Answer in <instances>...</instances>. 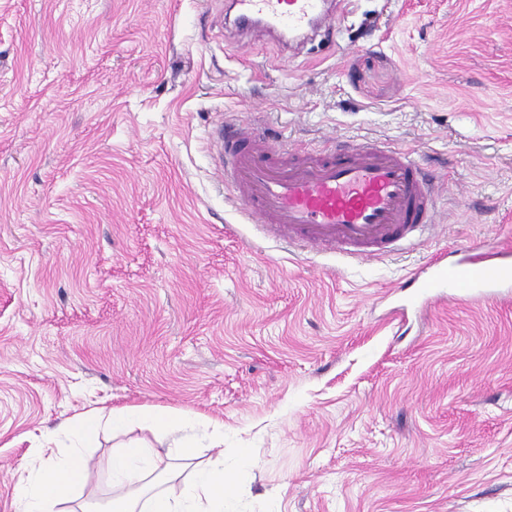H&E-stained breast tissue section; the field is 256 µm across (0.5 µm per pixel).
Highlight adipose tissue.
<instances>
[{
	"instance_id": "ef3b65f1",
	"label": "adipose tissue",
	"mask_w": 512,
	"mask_h": 512,
	"mask_svg": "<svg viewBox=\"0 0 512 512\" xmlns=\"http://www.w3.org/2000/svg\"><path fill=\"white\" fill-rule=\"evenodd\" d=\"M139 423L172 437L174 456L185 461L194 459L202 448L201 434H208L214 444L224 441L223 427L167 411L122 407L85 412L61 429L72 442L70 449L57 447L55 436L47 437L38 467L19 479L16 512H56L58 504L72 500L76 489L88 486L91 473L84 450L106 429L118 444L109 462L112 495L104 512H224L227 484L223 456L194 467L181 492L172 493L169 484L178 478V470L149 442L127 438Z\"/></svg>"
}]
</instances>
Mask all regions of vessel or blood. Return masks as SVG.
<instances>
[{"mask_svg": "<svg viewBox=\"0 0 512 512\" xmlns=\"http://www.w3.org/2000/svg\"><path fill=\"white\" fill-rule=\"evenodd\" d=\"M231 8L237 28L263 24L296 37L336 22L325 0H232ZM211 137L245 218L280 240L360 260L412 241L429 222L434 182L410 151L347 141L302 154L238 125ZM407 286L436 299L460 288L471 295L512 288V251L439 257Z\"/></svg>", "mask_w": 512, "mask_h": 512, "instance_id": "vessel-or-blood-1", "label": "vessel or blood"}]
</instances>
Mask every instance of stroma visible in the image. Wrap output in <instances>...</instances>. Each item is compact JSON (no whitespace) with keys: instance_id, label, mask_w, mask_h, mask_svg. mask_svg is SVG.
Here are the masks:
<instances>
[{"instance_id":"35a3bbf8","label":"stroma","mask_w":512,"mask_h":512,"mask_svg":"<svg viewBox=\"0 0 512 512\" xmlns=\"http://www.w3.org/2000/svg\"><path fill=\"white\" fill-rule=\"evenodd\" d=\"M344 10L290 47L225 0H0V512L49 433L125 405L223 421L227 512H512V297L403 287L512 248V0ZM225 121L409 150L435 222L361 262L282 248L219 178Z\"/></svg>"}]
</instances>
